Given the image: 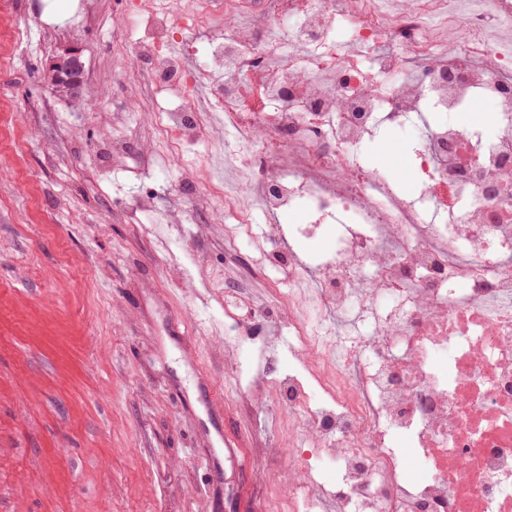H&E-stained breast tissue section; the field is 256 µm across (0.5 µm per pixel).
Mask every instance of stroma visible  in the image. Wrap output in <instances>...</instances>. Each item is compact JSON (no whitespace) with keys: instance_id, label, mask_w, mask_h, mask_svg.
Returning <instances> with one entry per match:
<instances>
[{"instance_id":"obj_1","label":"stroma","mask_w":512,"mask_h":512,"mask_svg":"<svg viewBox=\"0 0 512 512\" xmlns=\"http://www.w3.org/2000/svg\"><path fill=\"white\" fill-rule=\"evenodd\" d=\"M130 2L0 0V140L22 147L0 150V512H254L288 479L278 407H236L224 369V291L204 284L224 269L223 205L167 223L177 161L98 155L113 103L147 123L114 78ZM67 41L105 100L50 89L44 62ZM411 146L387 129L366 161L408 191ZM261 446L279 454L258 474Z\"/></svg>"}]
</instances>
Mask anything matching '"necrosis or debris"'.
Masks as SVG:
<instances>
[{"label": "necrosis or debris", "mask_w": 512, "mask_h": 512, "mask_svg": "<svg viewBox=\"0 0 512 512\" xmlns=\"http://www.w3.org/2000/svg\"><path fill=\"white\" fill-rule=\"evenodd\" d=\"M211 30L195 0L134 4L143 30L117 43L153 144L196 186L184 149L213 129L237 165L210 183L234 213L224 300L236 328L289 337L300 367L273 362L238 394L277 402L297 475L263 512H512V0H225ZM175 94L179 102L159 107ZM490 124L462 126L475 104ZM413 127V191L364 150ZM307 206L303 224L254 243L308 283L267 294L236 277L235 241L254 210ZM335 225L309 268L289 239ZM417 463L409 475L406 457ZM335 476L326 483L324 474Z\"/></svg>", "instance_id": "obj_1"}]
</instances>
